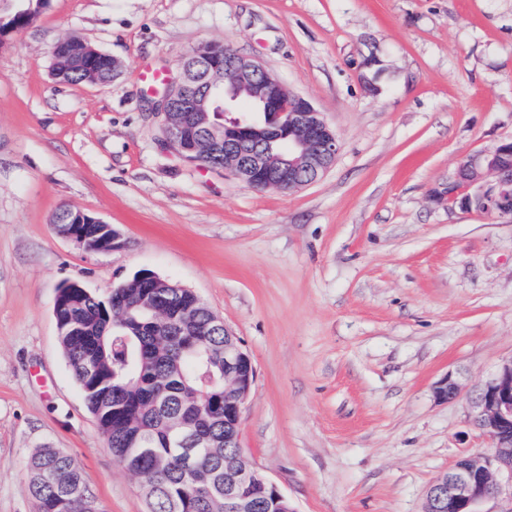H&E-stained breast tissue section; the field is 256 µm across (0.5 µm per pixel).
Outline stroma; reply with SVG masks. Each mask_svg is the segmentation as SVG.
Returning <instances> with one entry per match:
<instances>
[{"label": "stroma", "mask_w": 512, "mask_h": 512, "mask_svg": "<svg viewBox=\"0 0 512 512\" xmlns=\"http://www.w3.org/2000/svg\"><path fill=\"white\" fill-rule=\"evenodd\" d=\"M66 37L120 76L59 84ZM209 44L322 112L339 151L320 180L257 191L162 148L140 70L175 72ZM510 140L512 0H46L0 40V512H33L41 444L76 458L103 512H145L53 315L59 285L105 296L145 269L250 353L240 449L296 512H422L462 452L487 450L471 400L512 359V220L447 197L464 157ZM64 207L112 224L120 247L59 235ZM448 374L464 388L449 403ZM52 57V72L55 79L59 77L60 68L73 61L75 66L85 71L86 77L84 78V83L87 84L96 85L109 83L119 75L121 69V65L117 59L101 52L87 42L76 38H65L56 42L52 49ZM98 57L106 58L111 71V77L104 78L99 75V71L106 72L108 68L104 59L92 62V66L94 68L98 67L97 69H99V71L85 69L84 62L86 60Z\"/></svg>", "instance_id": "obj_1"}]
</instances>
